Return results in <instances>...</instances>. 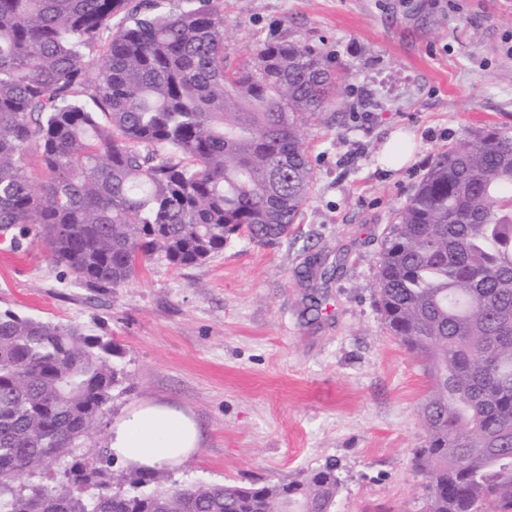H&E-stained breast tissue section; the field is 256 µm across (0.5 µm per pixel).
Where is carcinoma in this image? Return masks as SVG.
<instances>
[{"mask_svg":"<svg viewBox=\"0 0 512 512\" xmlns=\"http://www.w3.org/2000/svg\"><path fill=\"white\" fill-rule=\"evenodd\" d=\"M186 2L0 0V238L42 233L87 287L204 263L242 231L288 236L313 181L300 126L343 107L321 52L266 42L232 65L224 0ZM375 293L429 378L425 512H512L511 136L435 157L389 225ZM122 359L108 336L0 311V512H335L333 463L200 484L85 451L126 391Z\"/></svg>","mask_w":512,"mask_h":512,"instance_id":"1","label":"carcinoma"}]
</instances>
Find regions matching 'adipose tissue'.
<instances>
[{
	"label": "adipose tissue",
	"mask_w": 512,
	"mask_h": 512,
	"mask_svg": "<svg viewBox=\"0 0 512 512\" xmlns=\"http://www.w3.org/2000/svg\"><path fill=\"white\" fill-rule=\"evenodd\" d=\"M197 422L164 403L132 407L112 428L109 450L116 460L143 469L172 467L198 446Z\"/></svg>",
	"instance_id": "1"
}]
</instances>
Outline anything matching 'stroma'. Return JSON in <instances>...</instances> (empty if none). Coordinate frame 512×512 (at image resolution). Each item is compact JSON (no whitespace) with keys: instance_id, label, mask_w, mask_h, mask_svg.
Listing matches in <instances>:
<instances>
[{"instance_id":"stroma-1","label":"stroma","mask_w":512,"mask_h":512,"mask_svg":"<svg viewBox=\"0 0 512 512\" xmlns=\"http://www.w3.org/2000/svg\"><path fill=\"white\" fill-rule=\"evenodd\" d=\"M278 39L326 55L345 105L303 125L314 180L288 237L242 232L204 263L89 288L34 233L0 245V310L120 344L129 390L92 448L133 406L167 402L200 430L173 479L261 485L331 461L336 512H422L428 379L380 316L377 259L438 153L487 129L512 136V0H224L230 62ZM398 132L414 151L391 169Z\"/></svg>"}]
</instances>
